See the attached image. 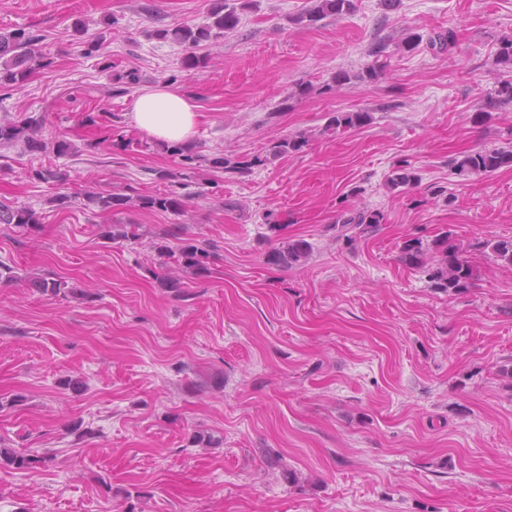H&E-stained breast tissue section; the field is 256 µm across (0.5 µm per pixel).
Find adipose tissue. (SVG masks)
I'll return each instance as SVG.
<instances>
[{
    "label": "adipose tissue",
    "mask_w": 512,
    "mask_h": 512,
    "mask_svg": "<svg viewBox=\"0 0 512 512\" xmlns=\"http://www.w3.org/2000/svg\"><path fill=\"white\" fill-rule=\"evenodd\" d=\"M131 117L134 125L149 137L178 145L195 135L197 106L191 98L159 83L134 98Z\"/></svg>",
    "instance_id": "adipose-tissue-1"
}]
</instances>
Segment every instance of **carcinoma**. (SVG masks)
Returning a JSON list of instances; mask_svg holds the SVG:
<instances>
[{"instance_id": "obj_1", "label": "carcinoma", "mask_w": 512, "mask_h": 512, "mask_svg": "<svg viewBox=\"0 0 512 512\" xmlns=\"http://www.w3.org/2000/svg\"><path fill=\"white\" fill-rule=\"evenodd\" d=\"M249 0H214L209 22L201 25L178 24L165 26L156 31V35L170 40L185 48L183 68L186 70L206 67L208 54H200L201 47H209L218 39L234 31L240 23L239 11L247 7ZM356 9L355 0H313V5L297 15L293 22L299 25L313 26L328 15H349ZM38 35L24 29H16L0 34V89L19 87L27 82L39 69L52 65L38 49ZM496 64L501 66L504 76L497 82L489 94L490 105H512V39L500 43ZM373 122L372 113L365 110L352 112H332L329 114L324 130L345 132L359 129ZM44 120L41 116H28L20 120L12 117L0 118V148L21 145L28 152H44L52 149L59 156L76 152L74 145L59 138L51 143L42 136ZM309 146V138L303 134L282 137L269 147V155L281 158L302 153ZM266 158L254 156L240 157L232 152L217 154L204 159L205 165L212 169H222L226 173H246L254 167L264 165ZM453 173L467 179L471 176L492 175L502 168L512 167V147L481 148L463 153L450 160ZM29 177L38 182H62L64 173L51 167L33 169ZM420 177L407 162L399 163L388 176L386 186L391 191L410 192L418 187ZM85 207H94L101 213L114 212L135 204L148 211L170 213L179 216L187 214L188 203L185 196L175 191L158 194L140 195L137 199L112 192L106 195L87 190L83 193ZM384 215L378 210L364 207L346 208L336 217V238L353 247L362 238H369L379 231ZM0 224H12L23 231H32L39 227L40 216L29 206L8 205L0 201ZM271 235L265 237L268 248L265 263L281 269H292L304 265L312 255V244L304 239L288 238L282 235L284 224H268ZM101 237L110 240L136 242L139 239L136 224H105ZM473 247L490 249L494 256L512 264V238L493 241H478ZM158 265L168 270L161 279V285L170 291L179 293L183 281L179 272H190L196 277L209 273L211 252L208 246L196 239H182L173 244L167 237H160L151 243ZM465 249L455 243L448 233L443 232L428 244L418 238L408 239L399 249L397 260L409 268L420 270L428 279L431 287L448 295H457L467 291L477 280L472 264L464 255ZM28 287L42 295L57 296L67 289L66 282L47 277L34 276L28 279ZM40 458L17 451L4 445L0 440V465L16 470L31 469Z\"/></svg>"}]
</instances>
